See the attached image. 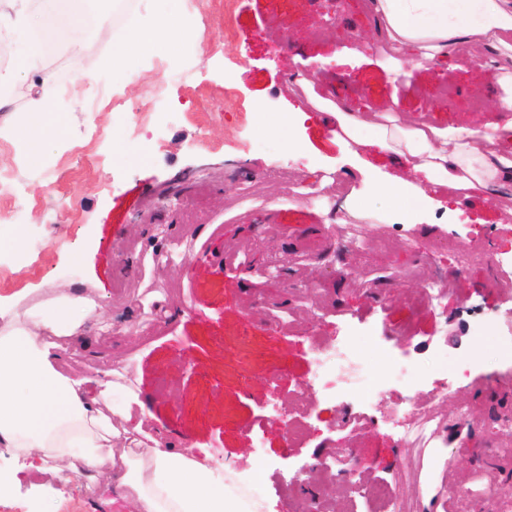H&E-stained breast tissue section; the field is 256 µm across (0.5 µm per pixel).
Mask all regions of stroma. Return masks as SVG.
I'll list each match as a JSON object with an SVG mask.
<instances>
[{
	"instance_id": "1",
	"label": "stroma",
	"mask_w": 512,
	"mask_h": 512,
	"mask_svg": "<svg viewBox=\"0 0 512 512\" xmlns=\"http://www.w3.org/2000/svg\"><path fill=\"white\" fill-rule=\"evenodd\" d=\"M167 7L191 24L181 50L132 58L119 79L107 61L113 40L128 27L111 26L106 38L74 30L70 36L84 42L83 53L62 47L39 56L30 79L9 86L20 127L39 77L49 73L67 82L51 94L62 139L35 149L21 134L0 135V181L8 185L0 192V303L22 297L35 304L51 279L99 295L106 329L64 341L60 371L93 374L132 359L126 381L145 404L147 430L178 449L219 445L215 472L239 481L225 495L249 501L246 484L261 479L260 512H298L304 492L296 477L316 459H328L330 467L315 484L340 480L347 464L334 456L337 447L353 450L360 477L391 485L403 512H424L427 482L443 492L462 481L476 492L497 486L512 456L489 434L468 448L450 442L446 458L437 460L427 449L431 422L403 445L385 427L355 429L349 409L322 398L309 411L307 437L296 442L265 415L277 395H292L309 378L313 339L332 342L354 327L429 371L430 386L445 388V413L464 403L479 423L492 404L512 408L507 355L478 338L486 324L492 335L512 336L499 260L512 247L506 212L475 200L446 213L414 214L416 235L442 257L440 267L425 272L420 255L365 225L361 246L375 261L366 275L386 263L393 280L382 287V301L362 300L359 288L323 277L313 260L337 249L325 234L331 214L310 202L291 206L289 191L301 186L306 165L323 160L356 191L359 206L385 210L382 195L333 142L321 113H312L301 148L289 153L272 154L281 136L261 127L263 113L299 102L301 69L313 62L327 67L314 81L327 97L378 112L395 105L442 125H478L502 96L496 63L484 62L482 47L465 43L437 70L409 67L391 76L377 65L375 51L356 40L361 31L378 37L363 0H342L332 27L319 0H173L168 6L131 0L129 12L145 24ZM77 70L94 77L70 85ZM447 86L456 90L449 99L442 94ZM174 191L185 196L181 207L160 211V195ZM275 200L282 207L270 221L305 257L295 273L317 286L320 325L311 324L305 300L278 307L263 298L259 275L238 281L219 265L229 251L238 263L266 252L262 243L236 250V229L256 223ZM153 224L172 225L168 251L177 264L145 257L144 233ZM189 253L197 262L180 267ZM474 253L480 262L459 274L461 258ZM129 256L140 257L138 270L124 266ZM441 279L447 286L437 312L412 315L408 305L419 296L413 282ZM154 302L165 305L168 319L152 320ZM271 364L288 373L276 392L259 381ZM257 419L262 427L255 440L245 427ZM13 469L10 451L0 447V512L116 510L112 470L83 465L55 476H21Z\"/></svg>"
}]
</instances>
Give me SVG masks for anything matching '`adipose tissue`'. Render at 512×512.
Listing matches in <instances>:
<instances>
[{"label": "adipose tissue", "instance_id": "1", "mask_svg": "<svg viewBox=\"0 0 512 512\" xmlns=\"http://www.w3.org/2000/svg\"><path fill=\"white\" fill-rule=\"evenodd\" d=\"M369 0L367 7L384 31L389 48L379 63L393 75L403 65L428 66L447 60L448 48L463 42L482 44L507 59L499 82L512 90V0ZM84 27L102 34L103 15L87 0H0V32L17 38L12 70L0 72V84L25 72L41 51L40 38L52 30ZM189 35L185 19L167 13L133 26L112 48V71L120 73L127 57L151 53L161 43L179 48ZM305 102L272 121L295 148V131L309 110L325 116L336 142L362 167L372 160L393 162L400 176L381 191L389 209L400 215L412 206L444 201L512 198V94L502 101L497 120L480 127L439 126L409 122L393 112H356L304 88ZM34 121L21 129L25 140L39 144L63 136L48 96L32 99ZM100 304L63 282L52 284L47 300L13 314L0 329V446L8 448L22 468L55 472L57 463L76 467L111 459L120 473L114 502L123 512H239L224 495V478L196 453H176L161 439L140 440L142 423L134 415L135 389L120 382L114 369L100 376H68L58 369L59 341L87 331ZM123 394L118 418L105 409Z\"/></svg>", "mask_w": 512, "mask_h": 512}]
</instances>
